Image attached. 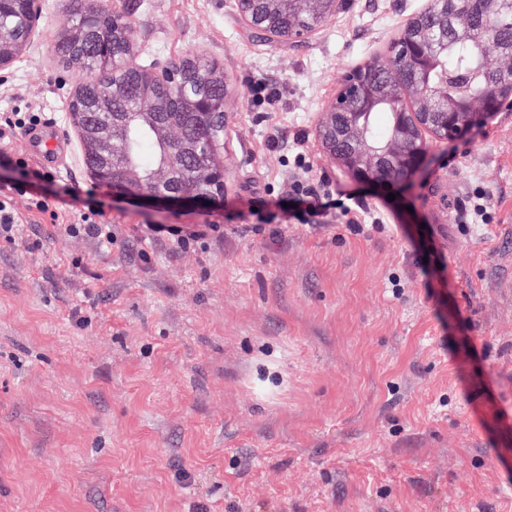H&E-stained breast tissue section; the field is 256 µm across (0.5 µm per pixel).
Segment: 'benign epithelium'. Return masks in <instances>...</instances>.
Instances as JSON below:
<instances>
[{
    "mask_svg": "<svg viewBox=\"0 0 512 512\" xmlns=\"http://www.w3.org/2000/svg\"><path fill=\"white\" fill-rule=\"evenodd\" d=\"M261 2L272 13L283 14L298 9L314 16V23L307 28L290 27L284 32L268 26L263 32L271 41L314 38L343 12L347 4V0ZM24 4L25 10L17 17L15 26L24 31L25 39H14L12 29L0 22L1 71L11 68L37 36L44 0H24ZM113 11L112 51H104L98 63L100 70L112 73V81L103 88L100 107L108 108L111 100L123 96L132 85L139 89L138 103L134 111L115 114L112 122L96 125L85 122L81 113L68 107L82 153L95 159L94 166L88 169L89 176L96 183L112 188L114 194L147 201L208 202L224 196V164L218 161L219 152L223 149L224 130L228 127L224 101L238 93V89L224 74L223 63L198 52L190 56V61L205 62L202 69L194 70L180 61L143 66L136 60L137 42L132 22L120 9L115 7ZM425 17L424 8L414 13L380 50L343 74L340 92L319 115L316 130L325 153L357 180L378 184L387 182L383 168L388 163L396 165L404 176L410 177L425 165L431 139L453 140L471 134L501 111L505 102L512 103V81L495 93L477 89L465 101H457L426 82L415 88L398 83L396 76L401 69L409 68L422 75L433 61L422 52L418 41L403 37L405 30L418 28ZM97 25V16L85 13L64 33V40L80 43ZM376 69L381 70L383 78L381 83L371 85L366 82V75ZM199 77L221 88L223 97L214 99L197 93L188 94V85ZM176 94L182 96L183 119H206L202 133L205 157L196 177L198 183L208 186L206 191L171 186L174 174L181 169L186 157L198 150V144L193 141L168 145L170 125L167 117L172 112ZM352 98L366 102L386 100L398 105L395 132L384 150L379 151L369 145L362 128L345 112ZM132 123L152 127L159 141L166 145L165 156L153 172L149 188L143 187V177L136 166L123 160L125 132Z\"/></svg>",
    "mask_w": 512,
    "mask_h": 512,
    "instance_id": "obj_1",
    "label": "benign epithelium"
}]
</instances>
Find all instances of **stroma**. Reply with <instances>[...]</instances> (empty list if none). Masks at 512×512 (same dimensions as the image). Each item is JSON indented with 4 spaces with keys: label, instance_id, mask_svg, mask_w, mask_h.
<instances>
[{
    "label": "stroma",
    "instance_id": "35a3bbf8",
    "mask_svg": "<svg viewBox=\"0 0 512 512\" xmlns=\"http://www.w3.org/2000/svg\"><path fill=\"white\" fill-rule=\"evenodd\" d=\"M139 61L203 49L225 100L222 201L149 205L89 176L69 120L79 78L40 35L0 71V119L38 112L71 151L60 180L106 204L113 239L36 223L0 237V512H512V109L434 143L424 170L349 177L316 137L341 76L426 0H347L315 38L240 26L233 0H105ZM262 78L283 105L258 112ZM277 144H270V136ZM355 193L379 224L285 220L299 178ZM482 192L487 224H466ZM216 232L186 248L158 225Z\"/></svg>",
    "mask_w": 512,
    "mask_h": 512
}]
</instances>
